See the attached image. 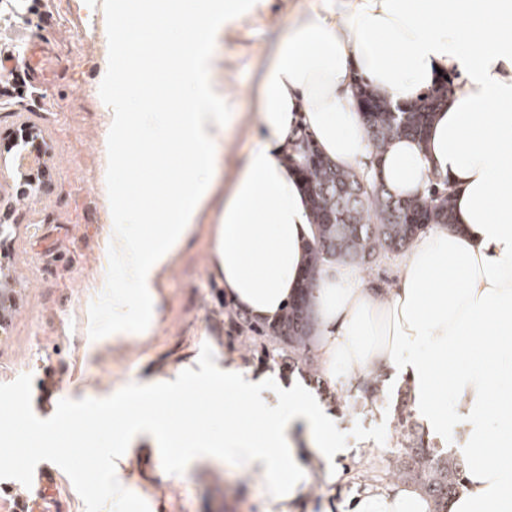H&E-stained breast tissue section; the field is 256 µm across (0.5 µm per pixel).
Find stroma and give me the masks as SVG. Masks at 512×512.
I'll list each match as a JSON object with an SVG mask.
<instances>
[{"label": "stroma", "instance_id": "obj_1", "mask_svg": "<svg viewBox=\"0 0 512 512\" xmlns=\"http://www.w3.org/2000/svg\"><path fill=\"white\" fill-rule=\"evenodd\" d=\"M41 26L24 25L18 47L49 49L51 74L39 89L0 107V141L20 121L41 129L55 154V169L38 201L21 199L18 186L0 170V195L13 205V250L6 257L16 273L23 307L0 331V383L32 377V401L42 418L60 400L108 397L127 384L155 381L197 359L223 363L233 355L254 370L281 379H302L337 419L347 456L336 461L337 494L387 487L398 475L394 459L404 454L405 433L426 447L464 448L469 428L456 405L448 407V434L424 431L410 404L407 381L371 378L376 399H366L360 380L343 367L310 375L282 365L247 346L236 327L238 311L224 299V283L211 269L212 246L202 225L178 254L158 288L160 305L148 336L112 333V278L108 227L112 178L105 136L109 116L100 104L99 75L111 57L112 31L102 19L104 0H43ZM305 0H256L252 13L222 30L212 45V80L232 98L233 111L254 118L258 84L292 13ZM166 456L138 460L129 473L158 504V512H261V482L230 463L202 461L179 484L164 478Z\"/></svg>", "mask_w": 512, "mask_h": 512}]
</instances>
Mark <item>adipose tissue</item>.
<instances>
[{"instance_id":"obj_1","label":"adipose tissue","mask_w":512,"mask_h":512,"mask_svg":"<svg viewBox=\"0 0 512 512\" xmlns=\"http://www.w3.org/2000/svg\"><path fill=\"white\" fill-rule=\"evenodd\" d=\"M246 0H116L112 36L127 39L129 16L154 38L152 64L117 54L101 72V104L112 128V333L148 335L157 286L189 243L216 194L214 148L239 126L216 109L210 46L240 21ZM452 94L423 137L391 139L373 154L358 112L357 82L404 105L438 75ZM146 94L131 110L128 84ZM188 98L173 106L171 92ZM253 148L228 185L212 227L211 264L224 298L256 324L275 325L299 294L312 237L311 208L293 162L300 136L344 168L373 160L377 183L393 196L424 195L446 180L452 226L426 229L405 251L386 294L365 288L358 269L330 263L313 290L314 343L326 369L353 377H402L419 422L448 424V396L472 421L466 474L448 512H512V0H316L297 12L259 83ZM152 146L135 182L124 180L128 144ZM239 359L184 365L160 383L131 387L112 426V498L150 503L125 482L145 445L165 447L166 479L182 480L197 460L223 459L263 484V512H298L314 482L290 436L304 423L313 452L336 454V424L314 393L280 382ZM206 390L210 412L178 422L155 402ZM495 416L487 431L482 420ZM416 485L393 480L358 495L351 512H433Z\"/></svg>"}]
</instances>
